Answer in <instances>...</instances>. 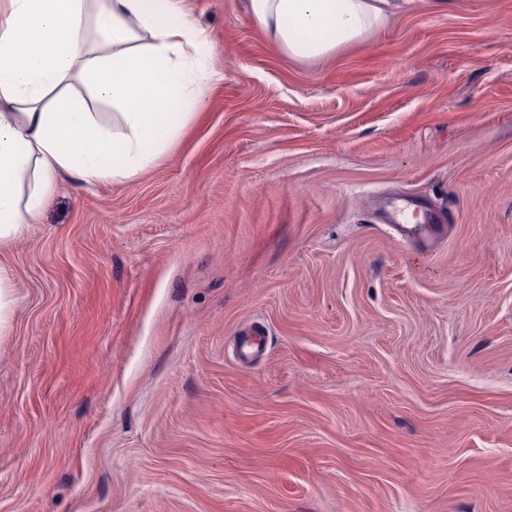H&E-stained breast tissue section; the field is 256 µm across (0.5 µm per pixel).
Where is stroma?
Segmentation results:
<instances>
[{
  "mask_svg": "<svg viewBox=\"0 0 512 512\" xmlns=\"http://www.w3.org/2000/svg\"><path fill=\"white\" fill-rule=\"evenodd\" d=\"M185 5L222 78L180 139L0 248V512H512V0L315 62ZM444 222L443 217L439 218L435 213L402 199L389 205L386 224L400 237L433 249L447 239L448 225ZM14 308V274L10 265L0 262V336L10 334Z\"/></svg>",
  "mask_w": 512,
  "mask_h": 512,
  "instance_id": "1",
  "label": "stroma"
}]
</instances>
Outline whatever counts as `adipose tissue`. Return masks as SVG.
<instances>
[{
    "label": "adipose tissue",
    "mask_w": 512,
    "mask_h": 512,
    "mask_svg": "<svg viewBox=\"0 0 512 512\" xmlns=\"http://www.w3.org/2000/svg\"><path fill=\"white\" fill-rule=\"evenodd\" d=\"M183 0H0V245L40 223L57 177L131 180L155 167L219 78ZM414 0H248L304 61L366 41ZM81 81L118 108L103 124Z\"/></svg>",
    "instance_id": "obj_1"
}]
</instances>
